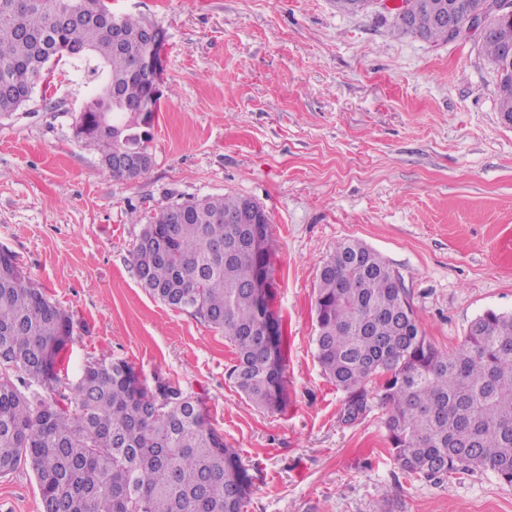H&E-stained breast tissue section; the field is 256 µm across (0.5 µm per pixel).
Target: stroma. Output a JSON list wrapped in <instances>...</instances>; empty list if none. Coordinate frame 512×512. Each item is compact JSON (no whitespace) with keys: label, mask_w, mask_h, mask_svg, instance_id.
<instances>
[{"label":"stroma","mask_w":512,"mask_h":512,"mask_svg":"<svg viewBox=\"0 0 512 512\" xmlns=\"http://www.w3.org/2000/svg\"><path fill=\"white\" fill-rule=\"evenodd\" d=\"M162 27L164 89L149 170L106 174L74 136L86 87L69 58L0 119V249L72 316L61 369L124 361L198 398L249 477L245 512H512L493 473L426 480L389 452L376 384L350 395L316 361L319 268L346 239L399 276L428 340L454 352L487 310L512 312V127L477 37L433 43L393 11L336 0H112ZM257 201L271 224L270 307L287 402L251 405L221 333L146 293L144 224L207 196ZM0 512H41L36 476H0Z\"/></svg>","instance_id":"35a3bbf8"}]
</instances>
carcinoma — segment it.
Returning <instances> with one entry per match:
<instances>
[{"instance_id": "1", "label": "carcinoma", "mask_w": 512, "mask_h": 512, "mask_svg": "<svg viewBox=\"0 0 512 512\" xmlns=\"http://www.w3.org/2000/svg\"><path fill=\"white\" fill-rule=\"evenodd\" d=\"M463 19L485 0H446ZM395 28L448 40L432 0H405ZM121 24L117 45L101 14ZM146 18L115 14L108 0H0V117L25 106L47 63L71 46L95 81L80 112L78 141L105 172L135 179L114 158L148 153L160 100L141 115L147 80L133 69L151 51L140 41ZM496 73L498 112L512 114V56L501 37L481 39ZM250 198L206 197L160 210L145 225L133 260L154 299L203 320L233 346L229 378L255 407L286 404L283 336L266 335L248 284L271 276L269 249H255L234 224ZM220 243L219 250L215 244ZM315 356L336 387L363 410L365 386L379 381L393 458L427 479L489 471L512 485V314L488 310L471 322L452 354L421 330L400 278L358 240L338 243L324 260L316 295ZM73 336L61 306L34 286L16 256L0 251V475L27 463L42 512H243L246 476L208 422L199 401L171 381L151 386L129 364L90 362L71 387L59 369Z\"/></svg>"}]
</instances>
